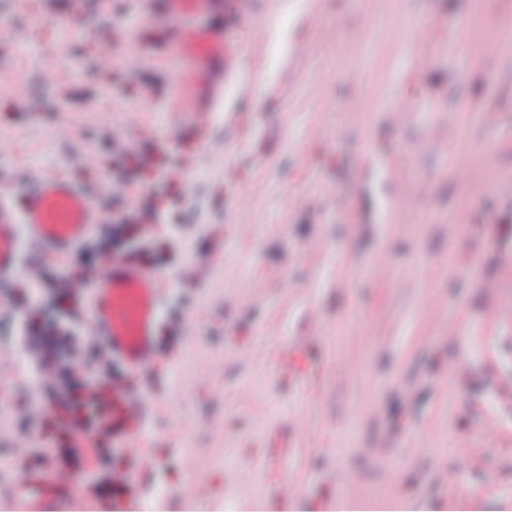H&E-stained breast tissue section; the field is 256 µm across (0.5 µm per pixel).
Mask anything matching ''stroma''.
Wrapping results in <instances>:
<instances>
[{
    "mask_svg": "<svg viewBox=\"0 0 512 512\" xmlns=\"http://www.w3.org/2000/svg\"><path fill=\"white\" fill-rule=\"evenodd\" d=\"M34 6L47 25L19 26L0 55L43 106L29 114L0 88L16 158L0 181L67 174L98 188L107 218L129 181L127 209L165 213L138 257L180 321L164 325L145 377L143 454L120 450L121 464L169 496L195 483L216 499L286 483L320 498L512 494V323L481 318L512 311V0H249L235 33L261 92L179 129L151 22L159 0ZM354 97L365 111H350ZM400 107L410 120H393ZM256 181L265 195L245 199ZM419 181L430 194L414 193ZM402 209L412 223H398ZM430 303L446 326L427 322ZM285 347L300 350L301 373L280 367ZM0 349L14 407L0 457L20 471L37 443L16 404L41 388L15 321L0 319Z\"/></svg>",
    "mask_w": 512,
    "mask_h": 512,
    "instance_id": "obj_1",
    "label": "stroma"
}]
</instances>
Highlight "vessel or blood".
<instances>
[{"mask_svg":"<svg viewBox=\"0 0 512 512\" xmlns=\"http://www.w3.org/2000/svg\"><path fill=\"white\" fill-rule=\"evenodd\" d=\"M154 19L167 32L160 51L173 65L168 105L178 124L192 125L200 113L223 111L228 88L245 94L260 83L255 72H225L224 0H161ZM0 83L10 86L17 102L27 103V85L1 60ZM98 196L96 187L58 174L1 187L0 285L19 277L24 254L76 257L102 222ZM162 284L158 272L115 258L76 285L81 325L114 373L90 397L100 410L93 422L55 402L56 418L70 433L68 464L23 474L0 467V512H143L149 492L141 473L129 472L124 490L109 498L83 489L82 482L94 465L103 429L121 438L124 447L141 449L138 437L152 403L133 390L130 378L159 358ZM331 507L333 512H398L400 504L358 494L338 497Z\"/></svg>","mask_w":512,"mask_h":512,"instance_id":"1","label":"vessel or blood"}]
</instances>
